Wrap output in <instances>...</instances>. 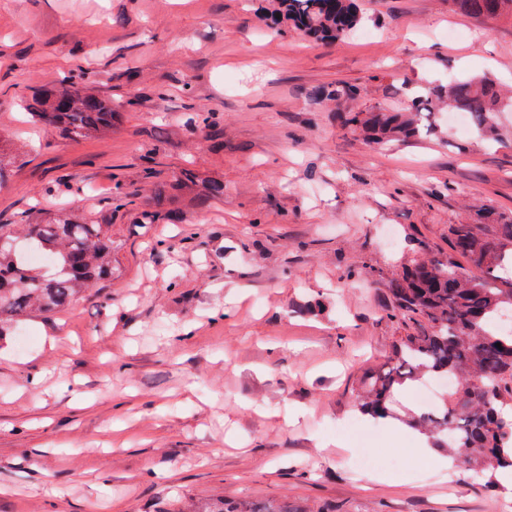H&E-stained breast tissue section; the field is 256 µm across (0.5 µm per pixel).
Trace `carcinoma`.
Wrapping results in <instances>:
<instances>
[{"instance_id":"1","label":"carcinoma","mask_w":512,"mask_h":512,"mask_svg":"<svg viewBox=\"0 0 512 512\" xmlns=\"http://www.w3.org/2000/svg\"><path fill=\"white\" fill-rule=\"evenodd\" d=\"M259 17L277 33L292 30L315 40L336 41L363 22L356 0H264ZM451 8L488 21L512 14V0H449ZM93 73L67 77L26 99L30 120L72 142L105 139L132 102L101 89ZM469 116L471 126L493 133L496 116L512 110L488 76L455 80L448 89L414 91L410 109L347 112L342 124L376 144L405 142L436 133L429 116L439 100ZM357 90L338 83L313 96L341 100ZM217 125L213 112L186 121L196 133ZM224 196V180L183 168L154 191V206L140 212L141 224H174L190 208L202 209ZM23 224H0V334L21 318L49 315L70 305L96 281L112 277V225L74 211H29ZM35 250L49 258L46 275L25 258ZM394 307L389 316L415 322L414 333L399 337L387 366L361 380L359 411L372 419L394 414L396 395L425 375L451 377L455 385L441 403L410 423L434 448H446L458 465L483 479L482 487L500 486L499 469L512 467V328L500 326L501 311L512 306V218L490 208L479 210L475 224L448 225V253L412 259L385 280ZM187 512H277L271 505L233 509L212 501Z\"/></svg>"}]
</instances>
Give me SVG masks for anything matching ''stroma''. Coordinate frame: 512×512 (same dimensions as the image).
Instances as JSON below:
<instances>
[{"instance_id": "obj_1", "label": "stroma", "mask_w": 512, "mask_h": 512, "mask_svg": "<svg viewBox=\"0 0 512 512\" xmlns=\"http://www.w3.org/2000/svg\"><path fill=\"white\" fill-rule=\"evenodd\" d=\"M326 44L268 33L249 0H0V224L33 205L151 200L154 170L224 179L185 224L113 216L112 278L0 336V512H179L221 497L283 512H500L512 488L412 454L420 432L362 434L356 388L413 324L383 280L448 250L485 206L512 215L500 141L440 123L381 146L340 116L486 74L512 93V20L448 0H359ZM132 100L107 139L33 126L24 100L72 69ZM344 83L348 102L312 91ZM216 127L189 134L195 112ZM39 379L30 392L31 379ZM377 459L362 469L359 452Z\"/></svg>"}]
</instances>
